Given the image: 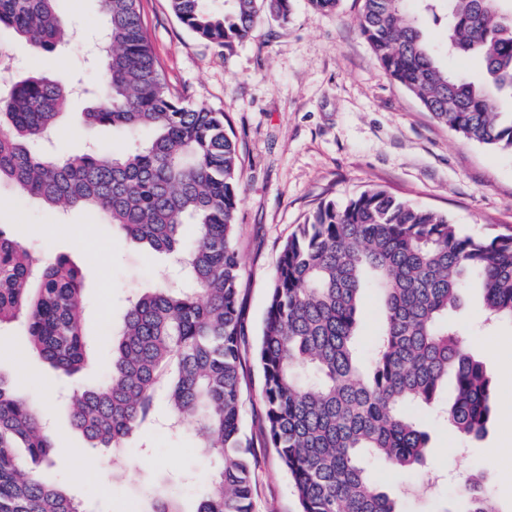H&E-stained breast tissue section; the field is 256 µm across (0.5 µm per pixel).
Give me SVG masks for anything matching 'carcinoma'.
I'll return each mask as SVG.
<instances>
[{"instance_id":"obj_1","label":"carcinoma","mask_w":512,"mask_h":512,"mask_svg":"<svg viewBox=\"0 0 512 512\" xmlns=\"http://www.w3.org/2000/svg\"><path fill=\"white\" fill-rule=\"evenodd\" d=\"M55 0H0V29L33 47L67 43ZM107 19L95 48L109 81L84 113L131 139L119 152L94 149L54 157L40 144L56 136L72 88L33 74L0 92V182L50 207H89L125 238L171 259L188 288L158 284L129 301L99 386L71 400L74 426L93 448L117 456L151 416L155 387L168 374L169 419L190 426L197 447L219 467L196 512H252L258 459L243 429L241 309L246 286L236 248L240 152L224 113L170 91L146 37L139 0H99ZM171 0L196 36L230 51L265 12L288 19L291 0ZM358 26L383 72L415 95L439 124L480 145L512 151V6L508 0H362ZM445 28V49L476 56L482 77L448 72L425 36L427 19ZM194 226L192 237L182 233ZM488 319L512 323V235L474 237L448 216L384 190L344 203L320 202L283 245L268 297L257 360L264 433L290 474L300 512H402L374 486L363 462L398 472L424 464L429 435L406 414L433 406L453 380L445 415L468 438L485 435L492 380L460 347L448 323L471 283ZM383 298L384 322L367 373L354 339L363 291ZM83 274L60 255L43 262L0 228V326L24 320L33 347L54 368H83ZM52 462L53 443L36 409L0 376V512H83L66 490L25 471ZM465 512H501L465 489ZM140 512H182L163 486Z\"/></svg>"}]
</instances>
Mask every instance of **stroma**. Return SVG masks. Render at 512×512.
Wrapping results in <instances>:
<instances>
[{
	"label": "stroma",
	"mask_w": 512,
	"mask_h": 512,
	"mask_svg": "<svg viewBox=\"0 0 512 512\" xmlns=\"http://www.w3.org/2000/svg\"><path fill=\"white\" fill-rule=\"evenodd\" d=\"M291 4L287 21L261 16L250 37L228 52L183 26L169 0H141L147 36L170 88L188 92L195 105L224 113L241 147L236 244L249 284L242 339L249 358L261 334L280 249L319 201L340 203L381 188L447 214L464 233H512V153L440 126L412 93L384 74L358 30L362 0H339L329 12L313 9L308 0ZM55 9L70 28L66 51H40L9 30L0 31V90L32 73L80 82L84 92L71 98L50 152L78 154L91 144L122 147L125 133L80 124L100 83L98 69L87 60L104 25L98 0H56ZM0 227L42 260L68 256L85 276L90 350L81 372L64 374L39 356L24 322L0 328V376L11 379L49 425L55 457L74 462L69 469L45 467L43 477L71 491L84 512H127L141 502L147 485L166 478L184 512H195L198 487L218 462L201 457L187 429L164 427L165 404H158L116 464L108 451L89 446L68 406L74 393L105 379L112 332L127 301L154 285L166 257L126 240L95 211L55 210L8 182L0 184ZM484 317L477 287L448 313L462 333L464 350L493 380V419L486 435L465 440L436 409L418 407L412 414L430 436L426 464L397 474L380 460L365 463L371 482L398 496L404 512H458L467 481L481 472L500 512H512V454L499 452L512 427V388L501 379L502 366L512 364V350L497 345L512 340V323L487 331ZM382 319L380 294L366 289L356 339L362 357H370ZM261 386L260 369L251 365L243 425L260 459L253 512H298L291 478L260 433Z\"/></svg>",
	"instance_id": "stroma-1"
}]
</instances>
